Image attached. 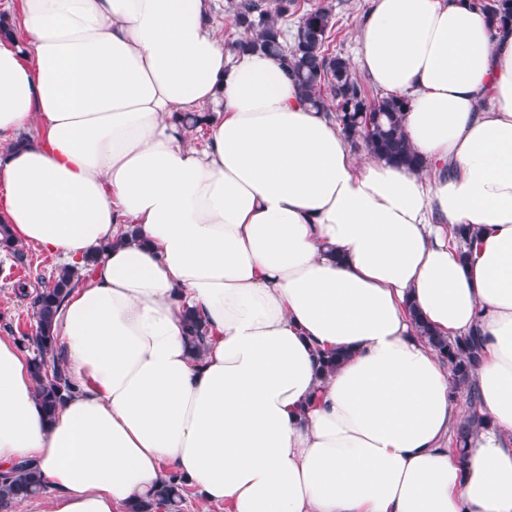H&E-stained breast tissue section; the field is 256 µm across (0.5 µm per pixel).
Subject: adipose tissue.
Listing matches in <instances>:
<instances>
[{
	"mask_svg": "<svg viewBox=\"0 0 512 512\" xmlns=\"http://www.w3.org/2000/svg\"><path fill=\"white\" fill-rule=\"evenodd\" d=\"M217 2L0 0V219L100 254L54 318L76 388L53 422L0 337V467L49 490L23 512H127L172 474L230 512H512V34L466 0H370L357 70L408 98L415 171L229 51ZM206 108L191 143L176 115ZM416 314L485 339L466 457ZM321 350L346 358L323 376ZM185 327L187 329V336L199 348L197 356L202 354L200 347L208 334V328L202 317L190 309H186L182 315Z\"/></svg>",
	"mask_w": 512,
	"mask_h": 512,
	"instance_id": "adipose-tissue-1",
	"label": "adipose tissue"
}]
</instances>
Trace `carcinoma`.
Masks as SVG:
<instances>
[{
  "label": "carcinoma",
  "mask_w": 512,
  "mask_h": 512,
  "mask_svg": "<svg viewBox=\"0 0 512 512\" xmlns=\"http://www.w3.org/2000/svg\"><path fill=\"white\" fill-rule=\"evenodd\" d=\"M470 5L487 21L494 34L512 31V0H470ZM232 26L239 36L230 39L232 51L260 50L278 57L297 84L306 102L329 112L341 126L353 149L394 164L423 169L426 164L411 148L404 131V116L409 101L389 94H370L356 74L349 59L329 53L333 24L332 9L318 6L301 11V0H234L231 3ZM298 16L296 30L288 34V19ZM205 123L196 112L181 113L180 127L187 133H201ZM0 249L20 258V243L13 240L8 225L0 223ZM96 257L85 256L82 261L67 264L47 283L32 301L36 330L32 336L20 338L21 347L31 352L30 373L36 396L48 419H53L65 395L72 392L74 383L65 362L59 357L57 340L52 331L55 314L64 299L83 285L88 269ZM187 336L198 347L208 334L202 317L187 309L182 315ZM419 335L439 358L448 365L453 397L465 398L468 415L453 426L452 451L463 457L468 440L484 427L486 418L479 413L480 394L475 372L483 357V341L472 333L450 338L434 332L424 322L415 320ZM343 354L339 351L318 353L319 368L333 371ZM46 490L37 466L18 464L0 471V504L20 502L31 494ZM188 486L172 474L152 497L131 507V512H181Z\"/></svg>",
  "instance_id": "carcinoma-1"
}]
</instances>
